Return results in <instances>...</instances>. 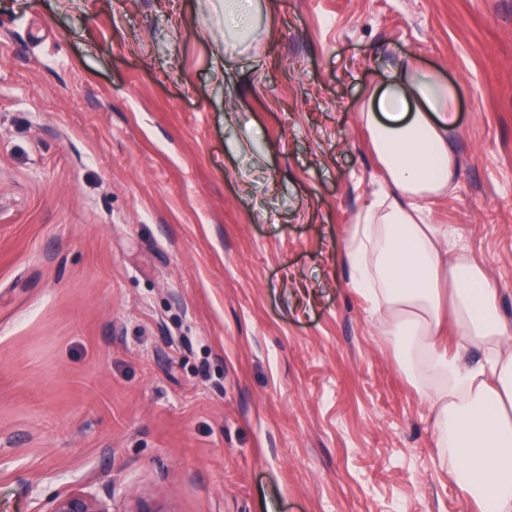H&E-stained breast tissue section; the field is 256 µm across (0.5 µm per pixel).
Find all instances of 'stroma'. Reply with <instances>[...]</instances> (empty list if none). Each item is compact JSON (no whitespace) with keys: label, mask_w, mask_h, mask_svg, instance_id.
<instances>
[{"label":"stroma","mask_w":512,"mask_h":512,"mask_svg":"<svg viewBox=\"0 0 512 512\" xmlns=\"http://www.w3.org/2000/svg\"><path fill=\"white\" fill-rule=\"evenodd\" d=\"M0 0V512H474L342 244L388 66L458 91L433 223L512 324V0ZM253 0L224 2V40L228 47L237 48L253 32ZM49 512H106L92 491L78 490L54 499Z\"/></svg>","instance_id":"stroma-1"}]
</instances>
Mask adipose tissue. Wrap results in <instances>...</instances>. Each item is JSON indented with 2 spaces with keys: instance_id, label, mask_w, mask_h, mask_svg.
<instances>
[{
  "instance_id": "ef3b65f1",
  "label": "adipose tissue",
  "mask_w": 512,
  "mask_h": 512,
  "mask_svg": "<svg viewBox=\"0 0 512 512\" xmlns=\"http://www.w3.org/2000/svg\"><path fill=\"white\" fill-rule=\"evenodd\" d=\"M253 0H225L224 40L253 32ZM456 90L408 63L385 72L359 119L385 187L343 241L353 287L381 317L399 372L429 409L441 468L478 512H512V328L486 262L432 223L454 191ZM452 321L458 341L440 336ZM482 350L470 360L471 346Z\"/></svg>"
}]
</instances>
